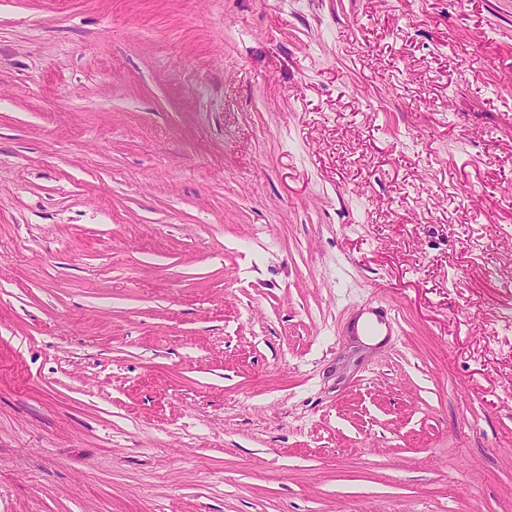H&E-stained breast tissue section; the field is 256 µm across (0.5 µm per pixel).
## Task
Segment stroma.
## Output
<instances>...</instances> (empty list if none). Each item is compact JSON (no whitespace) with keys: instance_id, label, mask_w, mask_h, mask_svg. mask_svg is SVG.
Instances as JSON below:
<instances>
[{"instance_id":"obj_1","label":"stroma","mask_w":512,"mask_h":512,"mask_svg":"<svg viewBox=\"0 0 512 512\" xmlns=\"http://www.w3.org/2000/svg\"><path fill=\"white\" fill-rule=\"evenodd\" d=\"M0 512H512V0H0Z\"/></svg>"}]
</instances>
